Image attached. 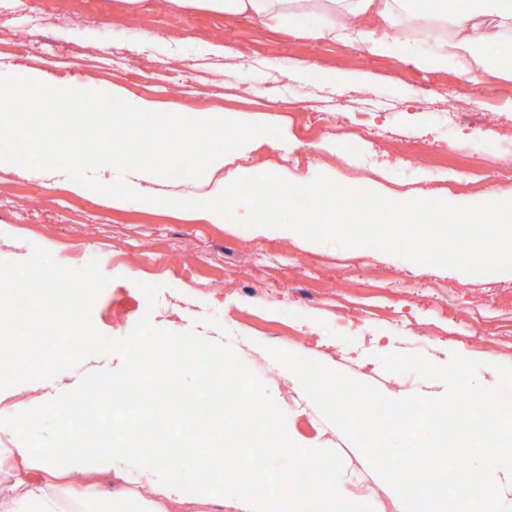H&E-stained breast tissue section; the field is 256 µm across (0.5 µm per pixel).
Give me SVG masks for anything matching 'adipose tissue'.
Returning <instances> with one entry per match:
<instances>
[{
	"label": "adipose tissue",
	"mask_w": 512,
	"mask_h": 512,
	"mask_svg": "<svg viewBox=\"0 0 512 512\" xmlns=\"http://www.w3.org/2000/svg\"><path fill=\"white\" fill-rule=\"evenodd\" d=\"M185 8H202L233 18L247 16L263 22L296 21L311 9L330 17L326 36L343 34L349 20L374 19L385 26L383 34L369 39L368 49L376 55H387L397 33L396 19H404L425 30L437 48L415 56L414 62L426 70L447 67L456 58L471 78H479L496 66L494 47L504 33L512 30V0H174ZM34 417L16 418L4 432L16 445L0 448V469L24 464L34 467L37 477L13 495L0 493V512H100L103 496L97 484L70 496L57 486L53 444L31 442L29 432ZM234 449H209L206 454H185L184 467L161 466L157 455L129 443L113 441L81 443L70 448V466L90 474H103L117 481H127L130 472L157 474L153 498L127 496L123 503L113 504V512H176L185 500L182 490L187 472L201 470L209 481L199 506L223 507L224 484L232 482L237 496L233 512H252L254 501L266 504L267 512H288V499L269 491L270 474L251 466L238 464Z\"/></svg>",
	"instance_id": "adipose-tissue-1"
}]
</instances>
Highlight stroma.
Wrapping results in <instances>:
<instances>
[{
  "instance_id": "stroma-1",
  "label": "stroma",
  "mask_w": 512,
  "mask_h": 512,
  "mask_svg": "<svg viewBox=\"0 0 512 512\" xmlns=\"http://www.w3.org/2000/svg\"><path fill=\"white\" fill-rule=\"evenodd\" d=\"M320 21L313 12L294 26L271 28L182 9L172 0L163 6L156 0H0V42L13 49L0 57V74L36 70L46 84L94 92L108 82L113 96L131 103L148 99L159 112L221 114L271 123L282 132L225 155L222 168L198 179H133L132 188L144 194L208 200L239 178L271 173L297 184L323 175L394 201L480 203L479 188L431 177L409 154L378 150L369 161L354 157L346 143L356 133L346 116L362 109L364 96H374L384 106L368 118L364 139L415 141L433 155L467 152L478 179L489 155L512 158V67H497L477 81L453 61L424 70L410 60L432 46L418 27H401L390 54L375 56L355 34L311 37ZM77 44L85 52H74ZM115 48L122 69L180 74L195 82V95H146L129 80L111 77ZM462 103L491 113V123L480 130L449 126V113ZM68 183L60 171L0 165V261H22L36 246L73 269L98 260L109 278L92 309L99 332L122 338L147 316L155 327L192 330L230 345L285 412L296 443L339 453L344 497L359 500V488L372 486L374 512L405 508L270 348L372 384L389 399L444 395L442 382L389 372L380 361L384 354L413 352L421 339L429 343L423 355L433 364L447 365L455 354L481 361L477 380L489 388L500 384L498 366H512V349L502 343L503 332L512 329V272L418 265L373 247L310 242L290 229L214 223L198 209L128 199L115 206L107 196L84 187L73 191ZM376 267L387 270L379 288L382 307L342 330L339 305L367 297L360 281ZM143 282L159 285L154 303L140 291ZM122 366L119 355L94 356L53 379L8 388L0 417L38 406L52 388L74 390L87 373Z\"/></svg>"
}]
</instances>
